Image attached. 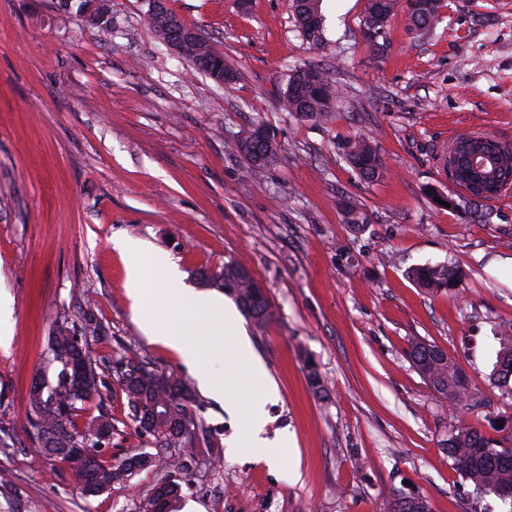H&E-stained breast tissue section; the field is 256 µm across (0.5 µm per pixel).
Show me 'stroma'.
I'll return each mask as SVG.
<instances>
[{"instance_id":"35a3bbf8","label":"stroma","mask_w":512,"mask_h":512,"mask_svg":"<svg viewBox=\"0 0 512 512\" xmlns=\"http://www.w3.org/2000/svg\"><path fill=\"white\" fill-rule=\"evenodd\" d=\"M102 40L63 0H0V512H139L159 480L134 471L95 497L55 457H36L28 389L45 370L58 324L90 309L102 328L94 359H143L194 381L182 357L146 333L116 240L146 243L149 288L169 267L197 274L245 264L274 318L241 324L276 390L268 437L279 462L235 447L240 413L198 392L208 446L186 454L177 512H384L412 487L431 512H471L472 487L443 442L448 411L408 362L410 340L455 356L482 426L512 421V397L490 381L496 338L512 325V190L465 201L444 164L468 132L512 143V0H444L432 37L398 8L376 45L367 0H323L327 43L301 35L292 0H167L218 40L238 73L218 84L192 72L149 28L148 0H108ZM324 69L340 89L328 120L299 119L280 99L296 68ZM263 122L276 157L255 173L231 143ZM377 147L382 176L361 179L343 146ZM459 199L438 205L435 193ZM367 217L344 221L342 201ZM452 262L466 278L431 297L411 267ZM317 371L325 388L309 383ZM119 420L111 454L150 446Z\"/></svg>"}]
</instances>
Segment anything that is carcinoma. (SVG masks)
I'll return each mask as SVG.
<instances>
[{
    "instance_id": "carcinoma-1",
    "label": "carcinoma",
    "mask_w": 512,
    "mask_h": 512,
    "mask_svg": "<svg viewBox=\"0 0 512 512\" xmlns=\"http://www.w3.org/2000/svg\"><path fill=\"white\" fill-rule=\"evenodd\" d=\"M398 0H369L363 18L365 40L373 45L381 35ZM322 0H296L300 28L306 41L320 47L325 40L323 20L312 14L321 12ZM77 14L86 23L97 29L101 36L112 34V15L107 0H78ZM411 26L427 34L439 22L437 7L431 5L408 13ZM187 66L208 75L217 83L234 80L232 71L224 67V51L205 40L195 48V54L183 55ZM316 81L308 80V73L299 70L289 79L283 95L285 108L302 119L323 120L332 111L338 95L336 87L320 68H314ZM262 124H254L242 131L234 141L236 151L243 156L253 170L259 171L272 163L268 159L258 162L251 150L258 148L254 134ZM344 159L365 181H374L381 176L383 160L376 148L364 140L349 142L345 146ZM345 223L359 229L366 223V216L356 207L341 203ZM244 269L237 262L225 264L217 270L222 278L214 286L227 289L245 316L259 329L274 317L266 293L253 288H241L236 273ZM409 277L428 295L454 292L464 278L463 272L451 262L421 265L409 271ZM98 326L93 317L85 315L80 326L61 324L50 336L49 366L52 376L44 377L46 398L28 397L27 423L35 429L30 439L40 448L39 455L56 456L68 467L74 480L82 477L70 456L71 448H93L91 467L97 475V484L106 490L113 483L124 480L129 471L121 470V464L103 453L110 446L116 432L115 419L106 410L78 423L85 407L95 399H103L101 388L107 386L99 366H94L92 384L80 393L73 392L67 384L65 370L69 354L85 348L87 337L97 335ZM444 349L415 338L409 342L407 357L413 368L433 388L448 406L460 412L453 425L454 434L445 440V449L452 466L463 479L471 482L478 494H494L496 488L512 485V432L505 436L486 435L477 423L470 421L464 413L468 408L471 393L462 371L453 361L439 357ZM113 382L125 396L130 410L129 419L135 430L151 443L162 449L155 454L151 466L165 472L163 481L173 487V495L165 504L158 502L156 495H148L141 503L142 512H174L180 497L181 486L172 479L179 469L178 456L163 452L165 448H192L206 430L196 420L194 406L196 397L190 385L171 373L159 370L148 361L120 359L107 368ZM495 387L512 396V334L499 337V349L491 373ZM419 498L411 492L394 491L385 512H421Z\"/></svg>"
}]
</instances>
